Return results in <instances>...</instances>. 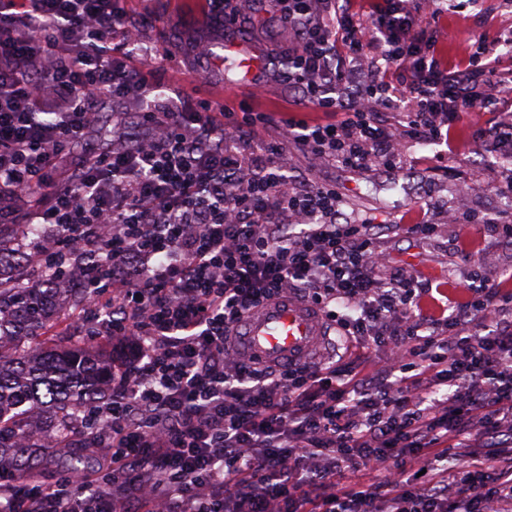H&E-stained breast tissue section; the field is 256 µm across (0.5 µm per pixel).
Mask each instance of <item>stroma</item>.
I'll return each mask as SVG.
<instances>
[{"instance_id":"35a3bbf8","label":"stroma","mask_w":512,"mask_h":512,"mask_svg":"<svg viewBox=\"0 0 512 512\" xmlns=\"http://www.w3.org/2000/svg\"><path fill=\"white\" fill-rule=\"evenodd\" d=\"M127 25L139 33L144 54L142 63L151 72L160 93L169 95L180 90L188 108L219 107L228 104L235 111L258 110L270 113L271 120L260 132L263 141L283 143L292 175L322 185L336 187L343 197L344 211L356 218L408 222L419 214L437 223L438 230L429 239L390 235L380 242L395 266L414 273L419 281L438 285L468 284L477 263L489 264L494 272H512V243L498 239L487 221L508 211L497 192L484 190L462 195L463 181L479 178L497 179L501 171L512 168V157L488 156L475 138L477 129L512 117V98L503 97L497 111L481 112L479 117L464 116L460 122L455 166L458 177L440 173L444 156L442 146L406 144L400 164L392 169L372 166L349 170L325 160H315L293 141L287 140L281 125L283 112L293 108L296 95L287 82L270 74L259 91L248 86L227 83L223 68L214 67L210 59L196 52L198 42L221 44L222 32L213 18L199 8L196 0H121ZM448 33L432 39L435 54L447 62L458 61L466 46L480 36L496 37L512 29V6L502 0H458L454 12L442 15ZM202 69L208 79L202 84L187 81L190 71ZM470 236L484 244L485 254L465 255L458 249L459 240ZM84 306H73L67 318L58 321L42 339L46 345L103 346L104 337L94 335L85 323ZM83 458L89 467L103 462L102 453L84 449L79 422H72L67 445L39 453L40 479L53 484L67 474L74 458Z\"/></svg>"}]
</instances>
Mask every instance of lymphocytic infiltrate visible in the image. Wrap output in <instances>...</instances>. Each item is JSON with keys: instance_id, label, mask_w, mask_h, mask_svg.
<instances>
[{"instance_id": "1", "label": "lymphocytic infiltrate", "mask_w": 512, "mask_h": 512, "mask_svg": "<svg viewBox=\"0 0 512 512\" xmlns=\"http://www.w3.org/2000/svg\"><path fill=\"white\" fill-rule=\"evenodd\" d=\"M205 9L235 32L287 29L271 54L301 106L342 118L289 113L285 135L346 168L454 142L506 88L487 60L512 34L443 67L427 0L367 17L353 0ZM135 44L116 0H0V220L54 228L36 263L103 284L88 309L112 344V398L84 415L105 474L47 487L0 461V512H512V281L482 266L461 291L420 287L378 240L437 224L352 218L335 187L290 180L280 144L254 147L268 113L156 94ZM131 95L111 146L73 157L100 102ZM287 297L338 325L346 362L237 349L238 325ZM350 470L383 478L348 485Z\"/></svg>"}]
</instances>
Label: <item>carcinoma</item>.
Instances as JSON below:
<instances>
[{
	"label": "carcinoma",
	"instance_id": "cac0c4a2",
	"mask_svg": "<svg viewBox=\"0 0 512 512\" xmlns=\"http://www.w3.org/2000/svg\"><path fill=\"white\" fill-rule=\"evenodd\" d=\"M10 266L0 252V458L25 478L37 473L34 449L47 433L45 420L55 421V436H65L69 420L109 397L111 386L108 356L98 349H49L39 341L70 298L85 299V289L54 287L49 270L32 283Z\"/></svg>",
	"mask_w": 512,
	"mask_h": 512
}]
</instances>
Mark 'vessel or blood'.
I'll return each mask as SVG.
<instances>
[{"instance_id":"b4317fda","label":"vessel or blood","mask_w":512,"mask_h":512,"mask_svg":"<svg viewBox=\"0 0 512 512\" xmlns=\"http://www.w3.org/2000/svg\"><path fill=\"white\" fill-rule=\"evenodd\" d=\"M225 61H240L261 68L265 59L254 46L240 39L225 40ZM329 333L321 316L307 304L288 298L272 302L249 315L238 329V348L270 363H291L320 346Z\"/></svg>"}]
</instances>
